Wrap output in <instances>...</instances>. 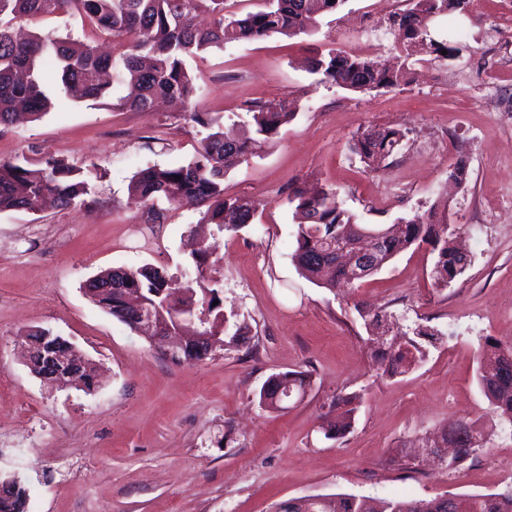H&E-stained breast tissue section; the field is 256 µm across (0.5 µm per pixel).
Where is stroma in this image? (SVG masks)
I'll return each instance as SVG.
<instances>
[{
  "instance_id": "35a3bbf8",
  "label": "stroma",
  "mask_w": 512,
  "mask_h": 512,
  "mask_svg": "<svg viewBox=\"0 0 512 512\" xmlns=\"http://www.w3.org/2000/svg\"><path fill=\"white\" fill-rule=\"evenodd\" d=\"M385 0H346L313 35L213 48L188 67L203 88L199 111L225 130L251 124L256 101L295 112L279 135L236 166L229 197L257 201L247 227L229 235L200 226L198 210L161 204L163 223L130 203L139 170L188 162L206 128L178 108L151 113L67 100L43 70L54 106L40 120L0 130V159L54 155L96 168L100 205L0 212V476L28 489V512H272L319 494L429 500L512 490V427L491 413L476 373L486 338L512 341V0H471L469 14L439 18L459 60L418 53L411 84L366 95L320 82L304 60L315 47L395 55ZM393 128L404 146L371 170L354 150L359 133ZM465 163L459 184L449 175ZM335 189L358 223L389 226L417 213L460 232L471 262L445 287L431 276L429 246L409 249L353 288L304 278L292 254L295 189ZM214 234L198 287L223 281L225 309L251 327L234 347L194 363L164 359L143 336L90 301L85 282L108 268L150 264L195 274L190 251ZM390 313L392 332L416 325L442 339L406 373L377 371L360 313ZM49 327L102 370L96 391L50 390L27 368L26 330ZM303 371L312 387L287 410L262 408L272 374ZM357 395L353 426L326 438L336 398ZM457 420L490 435L466 465L448 471L423 438Z\"/></svg>"
}]
</instances>
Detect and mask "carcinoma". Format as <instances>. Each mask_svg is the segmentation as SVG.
<instances>
[{
	"label": "carcinoma",
	"instance_id": "cac0c4a2",
	"mask_svg": "<svg viewBox=\"0 0 512 512\" xmlns=\"http://www.w3.org/2000/svg\"><path fill=\"white\" fill-rule=\"evenodd\" d=\"M261 8L244 13L226 10V0H0V126H10L20 113L34 119L45 115L52 106L40 83V70L46 60L58 69L65 94L74 101L104 100L110 97L113 84H132L135 94L120 97L112 107L139 112L151 110L159 97L178 99L190 106L195 102L197 87L186 62L211 48L254 41L276 34L289 37L311 35L317 27V15L333 12L346 0H261ZM412 7L389 18L391 25L403 29L409 45H417L441 59L459 53V48L431 36L430 24L457 10L456 0H410ZM79 12L91 27L112 39L113 50L103 53L93 44L69 36L33 33L20 39L13 31L15 21L60 17ZM201 13L210 16V24L201 27L196 19ZM308 70L341 89L361 94L397 88L409 83V70L377 59L346 55L334 48H316L307 59ZM253 133L229 138L217 121L203 112L193 111L189 118L209 129L193 158L178 166L147 167L133 177L130 200L147 206L164 199L175 207L205 209L204 219L219 230L236 233L251 223L257 205L242 198L224 197V178L236 165L256 154L272 141L282 126L294 117L286 104L264 102L251 105ZM404 135L395 129L364 132L355 142V151L370 168L388 165L401 149ZM98 175L76 167L63 159L47 157L38 166L0 160V211L38 212L48 202L60 210L77 206L92 207L100 203L95 188ZM295 212L303 217L297 224L296 248L292 255L300 274L310 281L322 277V258L334 255L332 244L357 224L356 215L343 206L336 191L321 189L313 193L296 191L290 198ZM358 228L376 241V252L364 265L366 277L378 273L395 257L413 246L426 244L434 254L432 277L446 286L466 268L460 266L454 245L455 230L447 224H433L416 214L394 232L390 229ZM122 277L139 295L158 305H167L168 321L191 316L184 294L192 287L161 268L143 265L138 268L108 269L95 277L105 283ZM99 307L112 306L110 315L126 326L131 322L124 314L126 303L116 293H97ZM219 289L207 288L199 302L208 304L211 322L208 330H228L229 319ZM47 331L37 327L26 332L38 351L55 347L68 350V343L46 338ZM441 333L423 326L412 335L395 337L392 342L378 336L372 343L385 346L381 359L387 370L409 369L426 354L425 345L440 340ZM485 358L478 382L489 400L492 411L500 413L512 426V342L485 339ZM310 376L304 372H286L268 378L259 391V403L272 410L286 408L292 394H305ZM357 396L336 399L343 412L327 425L326 436L345 434L351 427ZM487 434L474 424L466 423L463 436L465 452L446 460V469L457 471L478 449L486 446ZM7 495L0 497V512H26L27 489L17 477L8 479ZM419 504L418 512H455L448 500H400L347 494L326 495L307 507L287 500L274 506L275 512H406ZM465 512H512V493H487L463 496Z\"/></svg>",
	"mask_w": 512,
	"mask_h": 512
}]
</instances>
